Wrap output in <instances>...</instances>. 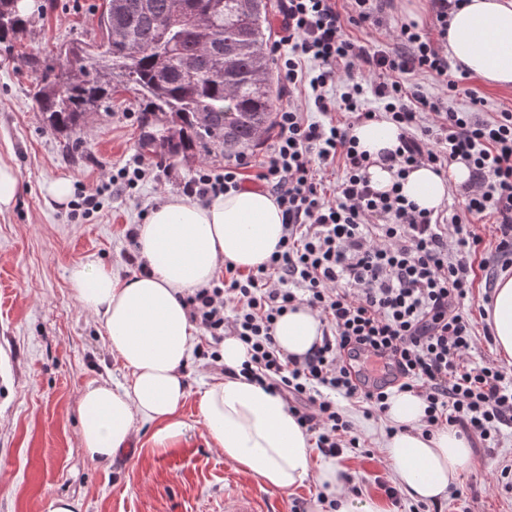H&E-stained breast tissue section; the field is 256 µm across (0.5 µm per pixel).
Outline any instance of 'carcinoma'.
Listing matches in <instances>:
<instances>
[{"instance_id": "1", "label": "carcinoma", "mask_w": 512, "mask_h": 512, "mask_svg": "<svg viewBox=\"0 0 512 512\" xmlns=\"http://www.w3.org/2000/svg\"><path fill=\"white\" fill-rule=\"evenodd\" d=\"M0 0V42L31 23ZM99 45L61 46L63 63L33 96L50 128L72 132L112 95L140 97L167 126L142 141L172 156L196 149L241 156L254 146L273 112L267 46L268 0H106L98 17ZM112 71V81L98 74Z\"/></svg>"}]
</instances>
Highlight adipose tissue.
I'll return each instance as SVG.
<instances>
[{
	"label": "adipose tissue",
	"instance_id": "ef3b65f1",
	"mask_svg": "<svg viewBox=\"0 0 512 512\" xmlns=\"http://www.w3.org/2000/svg\"><path fill=\"white\" fill-rule=\"evenodd\" d=\"M448 57L486 84L512 85V0H467L448 26ZM353 134L372 158L366 173L372 186L389 190L401 182L402 193L422 209H438L449 183L469 177L461 162L441 176L420 167L405 180L380 160L395 149L398 129L389 121L358 124ZM283 233L282 214L274 198L246 188L200 204L172 195L138 228V249L150 271L117 281L111 268L92 262L70 272L73 294L104 330V341L129 371V379L112 386H86L80 395V443L92 460L111 459L123 451L137 422L156 424L155 449L169 448L186 429L181 411L188 391L179 369L192 356L197 330L179 294L208 284L225 262L243 270L265 263ZM494 350L512 363V276H500L486 309ZM274 335L286 353L305 354L321 336L317 314L307 306L283 315ZM387 417L395 433L386 442L387 459L400 484L417 499L446 495L472 463L468 439L453 427L424 437V401L410 392L392 394ZM198 414L211 442L226 461L265 487L285 492L314 479L327 499L339 500L337 512H381L374 503L342 498L343 481L333 463L313 464L309 436L285 401L262 386L238 378L209 383L200 392Z\"/></svg>",
	"mask_w": 512,
	"mask_h": 512
}]
</instances>
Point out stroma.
I'll use <instances>...</instances> for the list:
<instances>
[{"label":"stroma","mask_w":512,"mask_h":512,"mask_svg":"<svg viewBox=\"0 0 512 512\" xmlns=\"http://www.w3.org/2000/svg\"><path fill=\"white\" fill-rule=\"evenodd\" d=\"M32 22L9 43H0V160L19 173L14 206L0 214V512H49L66 497L79 512H222L225 494L261 497L267 512H323L314 481L285 493L268 490L227 464L197 415L198 391L215 375L190 359L181 373L189 395L182 410L184 436L164 452L151 448L153 427L139 425L126 453L103 461L85 457L79 440L80 392L91 383H121L128 376L103 340L94 315L82 309L69 283L71 269L95 262L119 279L135 275L127 259L125 229L142 224L168 195H178L201 164L224 166L221 153L176 157L168 177L143 182L116 195L91 219L74 216L44 188L58 179L73 190L96 186L112 168L134 156L153 160L141 148L143 134L159 133L164 117L148 126L135 120L145 105L129 92L112 97L109 110L92 113L71 133L46 127L33 98L43 68H58L60 43L97 37L104 0H37ZM39 60L41 70L20 63L19 53ZM349 414L373 457L339 459L338 467L363 489V500L386 503L379 481L397 484L386 456L388 419ZM512 466V433L494 448L474 447L462 495L447 512H512V490L496 471Z\"/></svg>","instance_id":"1"}]
</instances>
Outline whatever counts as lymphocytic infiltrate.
I'll list each match as a JSON object with an SVG mask.
<instances>
[{
  "mask_svg": "<svg viewBox=\"0 0 512 512\" xmlns=\"http://www.w3.org/2000/svg\"><path fill=\"white\" fill-rule=\"evenodd\" d=\"M463 2L431 0L433 24L421 29L391 25V0H279L278 43L288 52L276 58L277 78L289 102L275 114L264 160L249 176L242 159L221 171L202 165L183 186L204 203L249 182L281 209L283 235L268 262L248 272L225 263L221 276L180 301L204 332L197 356L223 368L224 339L237 337L247 349L239 376L280 395L327 457L370 453L339 399L361 403L368 416L389 408L391 388L354 373L363 356L388 358L394 386L423 399V435L448 425L491 446L512 431V368L471 359L475 279L490 289L512 270V110L484 111L469 73L449 74L448 17ZM353 27L392 42L353 37ZM420 74L444 94L425 93ZM460 95L470 109H455ZM301 96L314 112L298 104ZM378 118L399 130L398 146L383 156L397 177L385 192L371 187L370 158L351 134ZM458 161L470 177L456 187V203L425 210L402 194L413 169L444 176ZM170 166L164 156L122 166L79 193L73 211L91 217L113 192H134ZM335 172L337 185L326 189ZM487 217L490 246L474 229ZM300 304L317 312L321 338L305 354H287L274 327Z\"/></svg>",
  "mask_w": 512,
  "mask_h": 512,
  "instance_id": "lymphocytic-infiltrate-1",
  "label": "lymphocytic infiltrate"
}]
</instances>
